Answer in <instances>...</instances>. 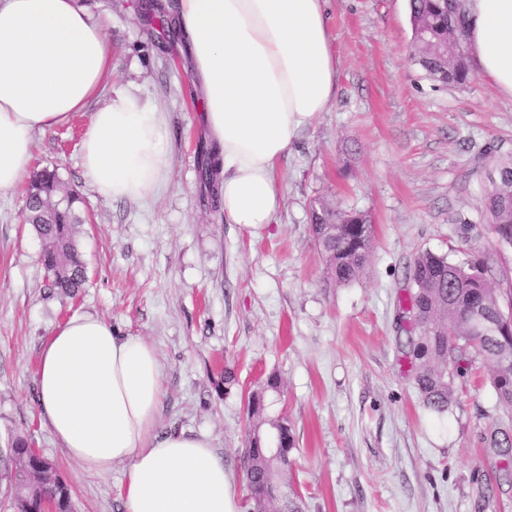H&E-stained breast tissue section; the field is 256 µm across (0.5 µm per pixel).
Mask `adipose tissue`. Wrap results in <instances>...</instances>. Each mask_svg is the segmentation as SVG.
Wrapping results in <instances>:
<instances>
[{"label":"adipose tissue","instance_id":"obj_1","mask_svg":"<svg viewBox=\"0 0 512 512\" xmlns=\"http://www.w3.org/2000/svg\"><path fill=\"white\" fill-rule=\"evenodd\" d=\"M466 7L467 53L512 97V0ZM178 24L223 174L224 218L260 230L281 206L277 163L336 96L326 0H179ZM111 69L106 25L82 0H0V192L28 173L35 133L100 97L82 138L86 177L107 198L157 194L167 114L129 90L103 96ZM36 383L39 419L69 459L100 476L127 463L126 512H241L209 438L158 433L163 372L147 340L114 335L93 315L71 317L44 343Z\"/></svg>","mask_w":512,"mask_h":512}]
</instances>
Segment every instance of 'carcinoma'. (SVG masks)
<instances>
[{
    "instance_id": "1",
    "label": "carcinoma",
    "mask_w": 512,
    "mask_h": 512,
    "mask_svg": "<svg viewBox=\"0 0 512 512\" xmlns=\"http://www.w3.org/2000/svg\"><path fill=\"white\" fill-rule=\"evenodd\" d=\"M412 31L433 45L448 46V83L467 81L469 68L456 35L464 30L465 15L457 14L455 0H409ZM505 181L492 188L485 200L491 227L499 242L512 245V158L498 163ZM30 190L42 198L61 195L63 202L39 224L40 212L27 210V223L45 243L42 264L49 285L63 297L76 296L87 280L86 265L77 244L83 218L75 212L77 196L66 189L56 172L47 169L34 174ZM310 229L334 282L346 285L361 276L368 264L374 241V224L366 212H347L322 206L311 212ZM411 278L417 286L410 296L413 335L407 339L406 355L413 371L414 385L423 404L442 415L453 398L455 379L464 377L477 363L493 368V387L499 404L512 410V359L500 355L512 350V320L501 325L497 335L484 337L464 328L472 309L483 306L490 318H498L501 297L486 276L483 262L452 263L445 256L425 250L412 263ZM280 392L277 377L270 376L263 387L251 394L253 432L242 455L247 485L248 512H301L290 495L272 493L276 476L289 465L288 457L277 460L259 448V438L275 427L279 418L265 415L263 399ZM7 459V479L17 491L38 481L43 495L55 500L58 512H71L68 485L37 470L31 460L28 439H12Z\"/></svg>"
}]
</instances>
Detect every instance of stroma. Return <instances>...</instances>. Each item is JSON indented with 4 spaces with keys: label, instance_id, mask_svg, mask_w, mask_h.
Wrapping results in <instances>:
<instances>
[{
    "label": "stroma",
    "instance_id": "stroma-1",
    "mask_svg": "<svg viewBox=\"0 0 512 512\" xmlns=\"http://www.w3.org/2000/svg\"><path fill=\"white\" fill-rule=\"evenodd\" d=\"M85 2L112 40L104 95L132 90L168 113L167 173L152 199L112 200L82 167L88 114L36 134L32 169L57 170L85 219L87 283L67 301L48 284L22 186L0 193V458L14 436L30 437L56 463L73 512H125L126 464L106 477L83 471L37 414L42 344L87 314L155 346L159 433L208 436L238 497L249 396L274 374L282 392L268 413L293 437L280 480L302 512H512V454L489 446L512 420L490 368L456 383L439 416L403 356L419 251L488 261L495 286L512 289V246L485 209L490 172L512 156V99L475 72L462 85L430 78L415 61L407 0H329L336 97L279 163L275 223L251 233L225 222L199 180L210 142L183 38L147 25L139 0ZM321 205L373 220L370 260L350 284L330 279L310 231Z\"/></svg>",
    "mask_w": 512,
    "mask_h": 512
}]
</instances>
